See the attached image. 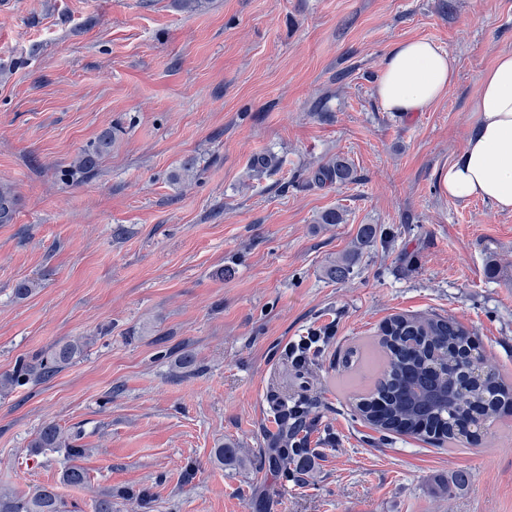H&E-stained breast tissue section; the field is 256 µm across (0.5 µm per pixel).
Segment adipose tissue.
<instances>
[{
    "mask_svg": "<svg viewBox=\"0 0 512 512\" xmlns=\"http://www.w3.org/2000/svg\"><path fill=\"white\" fill-rule=\"evenodd\" d=\"M455 77L449 51L429 40H407L388 53L375 96L385 111L421 112L448 94ZM472 109L478 124L439 179L454 199L487 200L512 212V55L499 56L482 74Z\"/></svg>",
    "mask_w": 512,
    "mask_h": 512,
    "instance_id": "obj_1",
    "label": "adipose tissue"
}]
</instances>
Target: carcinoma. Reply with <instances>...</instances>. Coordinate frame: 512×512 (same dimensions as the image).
Returning <instances> with one entry per match:
<instances>
[{
  "label": "carcinoma",
  "mask_w": 512,
  "mask_h": 512,
  "mask_svg": "<svg viewBox=\"0 0 512 512\" xmlns=\"http://www.w3.org/2000/svg\"><path fill=\"white\" fill-rule=\"evenodd\" d=\"M117 133L103 130L74 161L76 170L89 178L102 157L112 151ZM355 180L351 165L330 159L312 171L317 184ZM21 206V197L9 184L0 183V224H10ZM355 256L327 261L324 277L344 283L353 274ZM473 334L453 317H414L397 314L380 327L378 346L383 367L373 388L358 398L355 408L372 427L416 437L442 448L476 441L494 421L512 417V382L484 367ZM86 342L74 339L59 346L38 363H20L0 377V392L10 393L31 379L47 380L81 358ZM31 448H74L55 424L44 425L29 442ZM55 488L44 486L21 495L0 489V512H64Z\"/></svg>",
  "instance_id": "cac0c4a2"
}]
</instances>
